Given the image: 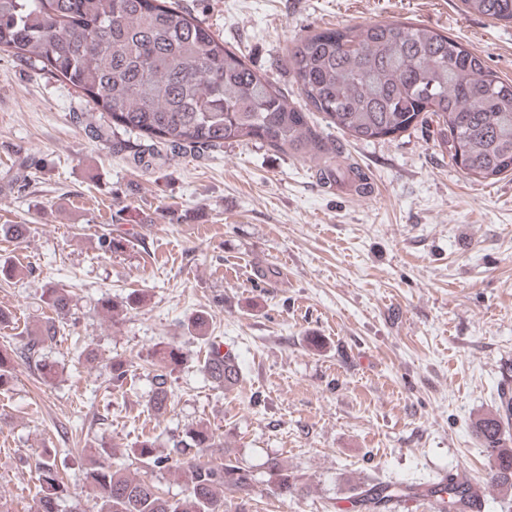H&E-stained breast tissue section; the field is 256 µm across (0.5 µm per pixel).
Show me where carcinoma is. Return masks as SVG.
Segmentation results:
<instances>
[{
    "instance_id": "carcinoma-1",
    "label": "carcinoma",
    "mask_w": 512,
    "mask_h": 512,
    "mask_svg": "<svg viewBox=\"0 0 512 512\" xmlns=\"http://www.w3.org/2000/svg\"><path fill=\"white\" fill-rule=\"evenodd\" d=\"M467 12L512 24V0H461ZM0 51L71 85L109 117L110 129L85 123L93 138L114 131L135 135L113 149L127 152L130 165L149 171L163 161L193 153L219 151L227 142L262 145L315 163L324 183L347 182L368 192L365 174L337 161L340 152L311 122L316 112L326 125L355 141L395 139L427 120L439 127L442 143L464 172L475 179L512 174V80L489 69L480 55L457 40L401 20L366 26L314 29L293 39L285 63L301 103L252 69L237 50L224 43L191 12L168 0H0ZM126 239L112 233L98 238L104 257L124 251ZM44 303L57 317L70 312L72 296L49 287ZM145 295L100 300L102 310L140 309ZM209 314L189 318L187 329L208 346L203 371L217 384L239 382L236 357L219 353L210 342ZM58 332L55 321L27 338L23 355L33 360ZM18 352L0 349V393L11 390ZM186 363L183 350L159 343L152 353L155 374L149 406L157 413L171 402L168 377ZM130 364L112 359L109 385H124ZM512 419V395L500 389L496 409L479 417L474 428L495 461L494 483L512 490V448L503 429ZM206 428L173 441L178 458L157 454L150 436L129 449L127 457L162 464L176 479H186L180 498H169L148 480L132 477L126 467L105 458L93 462L83 481L95 497L96 512H228L226 498L239 500L238 512L254 491L253 472L228 460H200L205 448H218ZM269 482L282 496L297 490L298 477L277 459L267 463ZM39 485L33 512H60L66 492L50 457L38 462ZM404 488L376 482L349 500L351 512H390ZM436 512H471L473 494L464 484L437 483L426 490Z\"/></svg>"
}]
</instances>
